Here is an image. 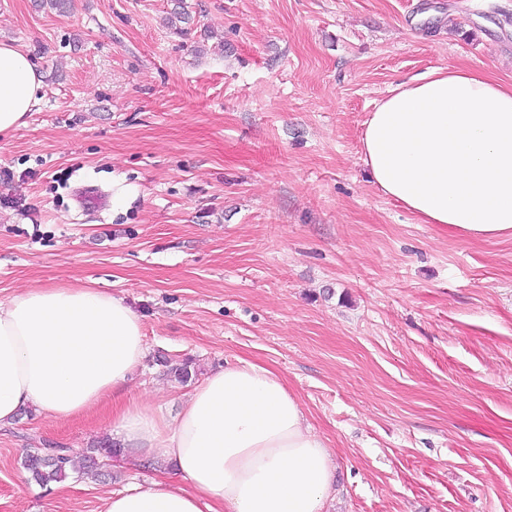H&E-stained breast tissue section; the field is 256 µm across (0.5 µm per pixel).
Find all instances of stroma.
Wrapping results in <instances>:
<instances>
[{
  "label": "stroma",
  "mask_w": 512,
  "mask_h": 512,
  "mask_svg": "<svg viewBox=\"0 0 512 512\" xmlns=\"http://www.w3.org/2000/svg\"><path fill=\"white\" fill-rule=\"evenodd\" d=\"M0 0L40 101L0 139V301L99 288L142 318L119 395L170 414L198 375L268 366L337 463L327 512H512V238L423 224L369 179L364 123L399 83L512 82V0ZM99 204L85 205V187ZM111 405L0 428V512H101L147 486L127 452L44 489L21 461L82 458Z\"/></svg>",
  "instance_id": "stroma-1"
}]
</instances>
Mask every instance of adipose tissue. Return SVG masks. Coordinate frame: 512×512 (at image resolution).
I'll return each mask as SVG.
<instances>
[{"label":"adipose tissue","instance_id":"obj_1","mask_svg":"<svg viewBox=\"0 0 512 512\" xmlns=\"http://www.w3.org/2000/svg\"><path fill=\"white\" fill-rule=\"evenodd\" d=\"M40 88L30 56L0 42V136L25 125ZM362 151L375 185L422 223L512 237V83L438 68L400 84L370 113ZM145 351L140 316L108 292L44 285L0 301V424L26 410L92 411ZM112 433L179 479L110 493L102 512H324L334 495L327 443L284 379L256 363L211 370L174 415L148 401L114 405Z\"/></svg>","mask_w":512,"mask_h":512}]
</instances>
